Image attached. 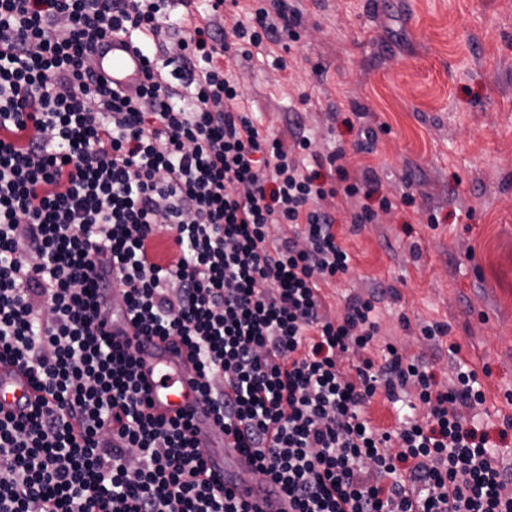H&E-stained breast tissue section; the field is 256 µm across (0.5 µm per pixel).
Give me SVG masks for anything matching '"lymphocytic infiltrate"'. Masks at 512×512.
I'll return each instance as SVG.
<instances>
[{"label":"lymphocytic infiltrate","instance_id":"f902f5d3","mask_svg":"<svg viewBox=\"0 0 512 512\" xmlns=\"http://www.w3.org/2000/svg\"><path fill=\"white\" fill-rule=\"evenodd\" d=\"M181 4L175 21L170 0H0V358L40 392L0 417V512H252L187 420L150 411L135 347L104 330L116 285L136 337L187 351L201 402L289 512H512V479L465 417L486 401L476 372L443 386L394 345L371 357L375 299L323 309L322 284L351 267L319 206L336 190L302 169L309 138L260 132L230 66L292 39L299 11ZM228 11L247 19L225 28ZM174 24L180 52L158 60ZM108 36L142 57L135 91L96 71ZM275 224L299 239L272 241ZM380 394L425 415L376 429Z\"/></svg>","mask_w":512,"mask_h":512}]
</instances>
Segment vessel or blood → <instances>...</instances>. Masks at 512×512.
I'll list each match as a JSON object with an SVG mask.
<instances>
[{
	"instance_id": "vessel-or-blood-1",
	"label": "vessel or blood",
	"mask_w": 512,
	"mask_h": 512,
	"mask_svg": "<svg viewBox=\"0 0 512 512\" xmlns=\"http://www.w3.org/2000/svg\"><path fill=\"white\" fill-rule=\"evenodd\" d=\"M97 71L112 85L127 88L136 83L143 71L141 57L129 39L112 37L102 42L97 52ZM112 340L126 344L133 336L130 319L120 296L112 298ZM143 385L147 390L151 410L166 417L190 415L198 431L211 432L216 440L204 445L208 469L220 476L225 472L245 473L250 469L247 457L225 447L211 415L200 403L194 383L195 374L185 352L158 340L141 343L138 347ZM28 372L10 362H0V412L20 415L36 400ZM237 495L259 508L260 512H288L283 500L267 499L261 479L240 483Z\"/></svg>"
}]
</instances>
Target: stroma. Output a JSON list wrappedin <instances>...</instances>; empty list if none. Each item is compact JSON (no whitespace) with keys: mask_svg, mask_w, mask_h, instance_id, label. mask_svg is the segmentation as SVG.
Here are the masks:
<instances>
[{"mask_svg":"<svg viewBox=\"0 0 512 512\" xmlns=\"http://www.w3.org/2000/svg\"><path fill=\"white\" fill-rule=\"evenodd\" d=\"M296 5V41L233 69L261 132H304L305 167L337 190L322 206L352 262L323 285L326 310L384 289L373 357L393 344L444 386L475 370L474 421L512 474V0ZM366 206L372 223H353ZM435 324L447 335L426 339Z\"/></svg>","mask_w":512,"mask_h":512,"instance_id":"obj_1","label":"stroma"}]
</instances>
